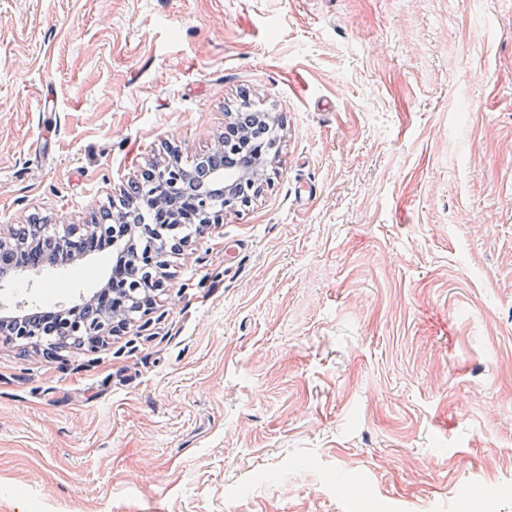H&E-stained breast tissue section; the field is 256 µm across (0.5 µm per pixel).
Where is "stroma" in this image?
<instances>
[{"instance_id":"1","label":"stroma","mask_w":512,"mask_h":512,"mask_svg":"<svg viewBox=\"0 0 512 512\" xmlns=\"http://www.w3.org/2000/svg\"><path fill=\"white\" fill-rule=\"evenodd\" d=\"M245 97L279 154L145 323L0 335V512H512V0H0V225L90 222Z\"/></svg>"}]
</instances>
